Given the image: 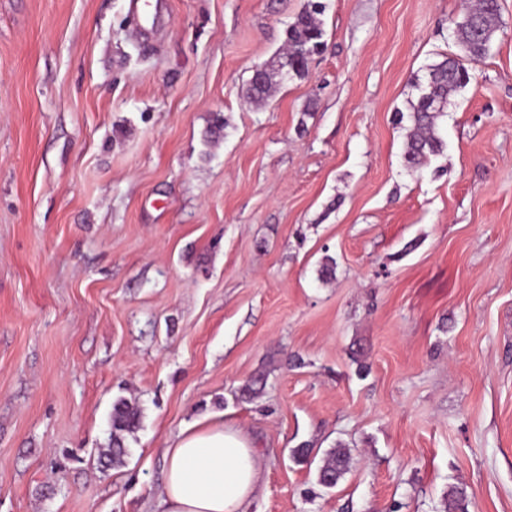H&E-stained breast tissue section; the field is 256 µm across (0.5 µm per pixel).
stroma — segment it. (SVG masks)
<instances>
[{
  "label": "stroma",
  "mask_w": 512,
  "mask_h": 512,
  "mask_svg": "<svg viewBox=\"0 0 512 512\" xmlns=\"http://www.w3.org/2000/svg\"><path fill=\"white\" fill-rule=\"evenodd\" d=\"M305 2L0 0V512H156L203 419L254 443L250 512H512V0L415 171L395 114L469 0H322L251 102ZM323 11L322 3L307 0L303 9L297 14L286 31L284 48L288 47L287 51L281 56L280 51L277 58L266 62L265 70L264 63L253 66V75H262L257 78H253L252 75L247 88L249 99L262 101L269 96L272 89L279 83L288 79H302L308 75L307 62L309 58L318 54L324 46L323 23L318 18ZM286 57H288V69L280 65V62ZM288 61L290 62L288 63ZM141 414L142 409L135 399L121 398L113 405L111 442L108 448L102 451L103 457L108 460L110 465H118L124 461V457L128 454V448L121 433L133 431L139 423ZM350 460V451L341 444L326 451L323 464L318 470L319 484L325 487L336 486L349 470Z\"/></svg>",
  "instance_id": "obj_1"
}]
</instances>
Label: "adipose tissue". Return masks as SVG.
<instances>
[{
    "label": "adipose tissue",
    "instance_id": "ef3b65f1",
    "mask_svg": "<svg viewBox=\"0 0 512 512\" xmlns=\"http://www.w3.org/2000/svg\"><path fill=\"white\" fill-rule=\"evenodd\" d=\"M163 462L160 512H245L261 489L254 448L221 422L181 431L164 448Z\"/></svg>",
    "mask_w": 512,
    "mask_h": 512
}]
</instances>
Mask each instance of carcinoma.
I'll return each mask as SVG.
<instances>
[{
	"instance_id": "cac0c4a2",
	"label": "carcinoma",
	"mask_w": 512,
	"mask_h": 512,
	"mask_svg": "<svg viewBox=\"0 0 512 512\" xmlns=\"http://www.w3.org/2000/svg\"><path fill=\"white\" fill-rule=\"evenodd\" d=\"M324 6L318 0H307L303 9L286 31L283 55L265 63V70L249 81L247 97L253 101L266 99L272 89L288 79H302L308 75L307 62L324 46L323 23L319 19ZM499 22L498 0H475L471 11L462 21L455 23L454 35L462 54L443 55L442 60L429 65L422 80L415 84L416 99L408 101L409 112L397 113V123L408 120L406 127L404 161L410 169L423 167L432 157L443 153L445 141L440 132V120L448 96L465 87L471 79L472 65L486 58ZM288 59V66L280 65ZM267 384L263 374L254 376L240 388L242 396L249 399L260 396ZM142 409L137 401L118 399L112 408L111 442L102 455L111 465H118L128 454L121 433L133 431L140 420ZM350 451L337 445L325 453L323 464L318 470L320 485L334 487L347 473L350 466Z\"/></svg>"
}]
</instances>
